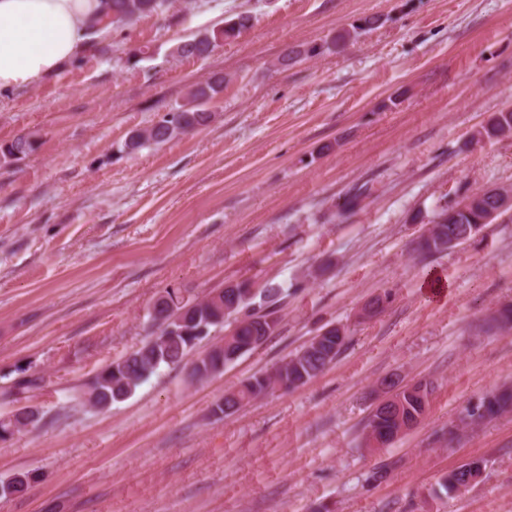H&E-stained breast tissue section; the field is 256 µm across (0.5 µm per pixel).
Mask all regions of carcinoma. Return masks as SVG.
Segmentation results:
<instances>
[{
  "mask_svg": "<svg viewBox=\"0 0 512 512\" xmlns=\"http://www.w3.org/2000/svg\"><path fill=\"white\" fill-rule=\"evenodd\" d=\"M168 0H112V19L106 25L125 24L141 17L159 15L165 12ZM251 23L248 15H239L224 24V28L191 40L178 43L175 54L181 58L204 59L220 43L238 34ZM324 46L311 45L303 49H291L284 53L279 63L282 67L294 65L302 57H315L323 52ZM224 90V78L213 77L195 85L188 95L187 103L174 108L159 117L150 126L130 135L125 149L133 153L146 144L160 145L171 139L187 135L207 125L213 116L211 104ZM479 134L489 140L512 135V110H504L490 118ZM36 150V141L28 136H18L0 142V162L20 161ZM498 209L495 195L477 190L453 206H447L430 220L418 242V250L425 255L440 254L446 251L442 239L454 236L462 245L473 240L484 227L493 222L490 214ZM283 299V289L275 284L265 283L259 287L249 280L233 284L229 294L210 293L202 299L184 300L177 292H166L159 297L153 309L169 312L163 322L153 313L149 320L155 327L153 337L141 347L115 360L99 371L88 384V401L96 408H109L118 400L129 396L140 384L149 379L163 366H175L183 362L185 356L204 339L217 330L226 328L229 318L235 325L224 334V344L214 347L200 358L197 366L198 380H205L218 373L216 362L224 365L233 363L242 354L259 346L254 337L267 340L274 335L280 324L278 307ZM316 338H311L304 346L290 355L288 360L278 365L274 372L265 371L252 375L233 390L224 395L216 405L217 414H232L244 404L272 393L276 390L290 392L298 389L322 374L343 350L346 337L327 339V344L318 352L311 351ZM401 398V412L373 410L370 413L367 429L371 433L390 439L401 436L400 421L422 422L426 416L429 398L434 390L430 381H417L394 384ZM512 413V386L503 385L486 392L479 398L474 412L468 419L461 420L459 431L472 430L485 422ZM39 421L38 413L32 409H20L11 416L0 420V437L5 439ZM481 471L476 463H466L449 472L439 482L447 494L461 491L465 482L464 469ZM32 476L22 473L8 484L0 486V495L22 491Z\"/></svg>",
  "mask_w": 512,
  "mask_h": 512,
  "instance_id": "1",
  "label": "carcinoma"
}]
</instances>
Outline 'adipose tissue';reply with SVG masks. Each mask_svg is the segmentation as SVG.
Wrapping results in <instances>:
<instances>
[{
	"instance_id": "1",
	"label": "adipose tissue",
	"mask_w": 512,
	"mask_h": 512,
	"mask_svg": "<svg viewBox=\"0 0 512 512\" xmlns=\"http://www.w3.org/2000/svg\"><path fill=\"white\" fill-rule=\"evenodd\" d=\"M111 0H0V93L36 83L84 54Z\"/></svg>"
}]
</instances>
